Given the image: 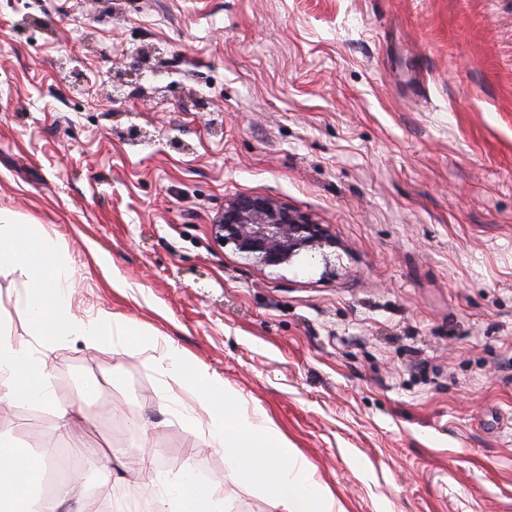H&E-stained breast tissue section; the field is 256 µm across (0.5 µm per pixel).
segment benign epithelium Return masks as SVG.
I'll return each instance as SVG.
<instances>
[{
	"instance_id": "obj_1",
	"label": "benign epithelium",
	"mask_w": 512,
	"mask_h": 512,
	"mask_svg": "<svg viewBox=\"0 0 512 512\" xmlns=\"http://www.w3.org/2000/svg\"><path fill=\"white\" fill-rule=\"evenodd\" d=\"M217 228L224 243L269 266L290 262L304 248L335 246L323 225L264 196L227 200Z\"/></svg>"
}]
</instances>
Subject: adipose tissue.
<instances>
[{
    "instance_id": "ef3b65f1",
    "label": "adipose tissue",
    "mask_w": 512,
    "mask_h": 512,
    "mask_svg": "<svg viewBox=\"0 0 512 512\" xmlns=\"http://www.w3.org/2000/svg\"><path fill=\"white\" fill-rule=\"evenodd\" d=\"M25 276L22 308L36 347L17 348L0 330V397L12 403H49L47 361L67 336H81L95 348L127 343L128 330L112 326L106 313L82 319L71 304L72 274L59 243L42 236L36 225L0 219V276ZM157 366L175 383L193 391L206 412L213 446L224 453V483L247 486L266 497L276 512H336L330 490L318 482L309 464L289 448L261 412L248 411L223 381L164 350ZM45 456L0 449V512H26L31 479L43 472ZM157 512H225L207 485L184 471L154 498Z\"/></svg>"
}]
</instances>
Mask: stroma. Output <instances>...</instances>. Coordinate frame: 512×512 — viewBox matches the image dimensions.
<instances>
[{
  "label": "stroma",
  "mask_w": 512,
  "mask_h": 512,
  "mask_svg": "<svg viewBox=\"0 0 512 512\" xmlns=\"http://www.w3.org/2000/svg\"><path fill=\"white\" fill-rule=\"evenodd\" d=\"M237 195L324 225L264 266ZM0 210L63 245L51 392L94 449L79 512H150L223 453L150 340L264 413L343 512H512V0H0ZM0 276V327L35 346ZM94 393H87V380ZM150 449L151 473L107 464Z\"/></svg>",
  "instance_id": "stroma-1"
}]
</instances>
